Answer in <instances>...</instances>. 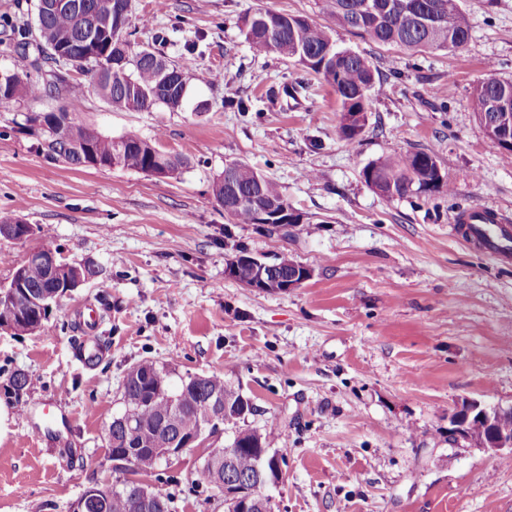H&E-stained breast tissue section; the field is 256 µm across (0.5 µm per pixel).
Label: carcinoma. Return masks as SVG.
I'll return each mask as SVG.
<instances>
[{
	"label": "carcinoma",
	"mask_w": 512,
	"mask_h": 512,
	"mask_svg": "<svg viewBox=\"0 0 512 512\" xmlns=\"http://www.w3.org/2000/svg\"><path fill=\"white\" fill-rule=\"evenodd\" d=\"M125 0H73L79 8L73 11L37 10L32 29L18 32L20 51L6 68L10 76L0 82V104L23 96L39 99L47 96L66 99L93 90L115 108L145 110L161 106L170 112L184 109L188 86L172 82L162 86L163 70L187 75L189 65H175L163 50L147 45L137 47L128 38V17H120ZM330 18L373 41L407 49L448 48L464 46L470 36V23L458 8L456 0H328ZM245 37L257 54L278 53L294 60L307 73L329 84L337 96L340 132L353 140L363 131L372 96L377 85L371 63L363 56L336 44L329 28L301 15L259 9L244 18ZM96 43L99 52L108 57L126 58L124 71L117 75L98 68L94 59L84 58L82 49ZM78 60L79 69L90 75L89 85L73 83L68 76L70 62L59 53ZM48 67L51 80L23 81L30 71ZM512 100V79L488 77L474 89L472 107L479 125L487 122L491 101L501 97ZM42 149L47 158L76 167L83 166L79 152L64 141H56L49 131L38 129ZM94 155L108 167L143 172L157 159L167 161L169 177L180 175L188 167L187 158L161 151L156 144L136 133L112 138L102 133L92 136ZM370 186L386 196H407L411 192L433 193L443 190L445 182L437 160L431 153L416 151L396 160L374 163L363 170ZM217 202L227 209L237 224H259L258 209L275 207L278 215L268 213L270 224H298L300 215L290 211L277 184L264 178L244 162L234 161L213 182ZM25 285L31 293L50 291L52 279L47 269L30 263L24 267ZM164 379L163 390H157V378ZM224 399V424L237 425L242 420L239 404L242 394L219 374L188 376L176 388L169 384V372L152 361L132 364L123 379L125 410L134 411L139 419L124 426L115 421L112 438L107 440L113 454L128 450L137 452L139 473L156 470L162 463L156 448H176L177 437L190 435L206 426L208 399ZM240 451L230 463L228 473L236 478H269L272 461L259 469L258 451L250 449L255 441L266 438L252 429L233 433ZM139 487L123 481L122 486L105 487L87 512H134Z\"/></svg>",
	"instance_id": "carcinoma-1"
}]
</instances>
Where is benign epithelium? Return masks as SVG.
<instances>
[{
	"label": "benign epithelium",
	"mask_w": 512,
	"mask_h": 512,
	"mask_svg": "<svg viewBox=\"0 0 512 512\" xmlns=\"http://www.w3.org/2000/svg\"><path fill=\"white\" fill-rule=\"evenodd\" d=\"M501 111L495 113V128L502 144L512 147V113L508 111V104L504 101L497 103ZM34 231L32 225L19 219L12 224L0 225V238L20 239L26 238ZM27 261H35L49 269V275L53 278L54 291L44 294L41 298H33L26 290L23 281V271L19 270L12 277L10 283L0 288V295L7 296L13 301V306L5 310L0 317V328H8L17 333L30 332L27 320L32 318L30 308L37 310H50L52 306L82 285L86 278L83 276L75 280L70 279L58 257L53 252L34 251L29 254ZM247 266L251 269V277L243 282V285L262 293H287L299 288L312 277V270L307 266L298 267L286 274L279 273L283 263L278 261L269 263L251 255L234 258L229 261L226 271L229 277L236 278L239 267ZM502 409L496 406L486 405L477 400H465L448 416V436L456 440H465L474 445L500 452L508 450L512 455V433H506L498 428V417ZM484 423L480 433H472L468 430V424L472 419ZM205 435L197 434L181 440L178 448H158L156 453L165 460L180 457L192 448L201 445ZM204 477L213 484L224 488V505L228 512H269L270 500L266 494L269 483L266 481L253 483H239L224 481V473L218 468L212 467L206 470Z\"/></svg>",
	"instance_id": "obj_1"
}]
</instances>
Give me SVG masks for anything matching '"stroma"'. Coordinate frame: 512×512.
I'll return each instance as SVG.
<instances>
[{
    "mask_svg": "<svg viewBox=\"0 0 512 512\" xmlns=\"http://www.w3.org/2000/svg\"><path fill=\"white\" fill-rule=\"evenodd\" d=\"M457 4L471 35L456 50L334 29L382 85L352 141L333 89L281 55L254 54L242 30L258 8L329 25L326 0H130L138 44L161 38L170 60L191 58L201 114L118 110L90 90L0 105V216L35 228L0 239V285L44 247L97 270L39 331L0 329V512H70L88 487L120 484L105 428L141 360L175 385L222 374L250 401L245 427L287 451L273 512H512V460L448 440L462 400L512 407V254L491 255L454 222L482 206L512 216V152L483 136L471 105L487 75L512 79V0ZM58 108L190 165L161 178L50 161L25 116ZM414 151L435 155L450 193L387 197L365 182L367 165ZM232 161L274 181L300 223L227 218L212 184ZM242 251L294 258L313 275L288 293L251 290L226 274ZM102 301V356L87 366L73 328ZM17 371L30 381L19 400ZM207 450L144 476L172 512H224L201 474Z\"/></svg>",
    "mask_w": 512,
    "mask_h": 512,
    "instance_id": "obj_1",
    "label": "stroma"
}]
</instances>
